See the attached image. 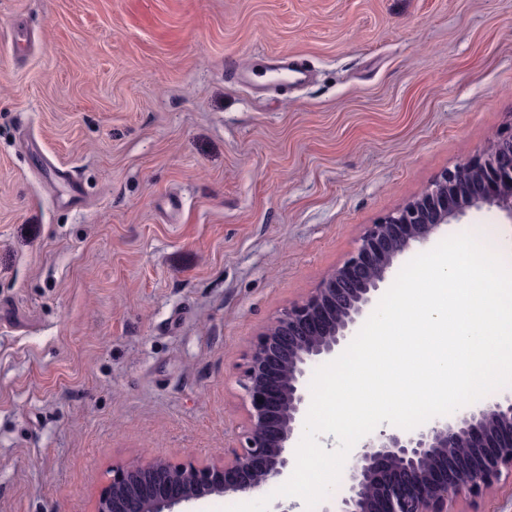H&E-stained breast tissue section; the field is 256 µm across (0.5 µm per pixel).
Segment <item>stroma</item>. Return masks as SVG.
<instances>
[{"mask_svg": "<svg viewBox=\"0 0 512 512\" xmlns=\"http://www.w3.org/2000/svg\"><path fill=\"white\" fill-rule=\"evenodd\" d=\"M509 129L512 0H0V512L223 461L256 337ZM270 69L284 74L292 84H305L310 79L304 61L288 54L278 57Z\"/></svg>", "mask_w": 512, "mask_h": 512, "instance_id": "stroma-1", "label": "stroma"}]
</instances>
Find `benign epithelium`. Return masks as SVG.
I'll return each mask as SVG.
<instances>
[{
  "instance_id": "benign-epithelium-1",
  "label": "benign epithelium",
  "mask_w": 512,
  "mask_h": 512,
  "mask_svg": "<svg viewBox=\"0 0 512 512\" xmlns=\"http://www.w3.org/2000/svg\"><path fill=\"white\" fill-rule=\"evenodd\" d=\"M484 206L512 223L511 130L486 154L443 172L414 201L370 225L322 287L262 333L243 372L249 425L224 462L154 458L114 466L99 492L102 512H175L207 496H243L287 480L295 467L290 445L310 406V365L348 346L400 255L428 243L441 225ZM450 457L456 458L451 473L444 469ZM505 474L512 477L511 393L467 404L421 428L379 431L352 455L347 494L338 503L326 502L322 512H454L459 496L477 498Z\"/></svg>"
}]
</instances>
